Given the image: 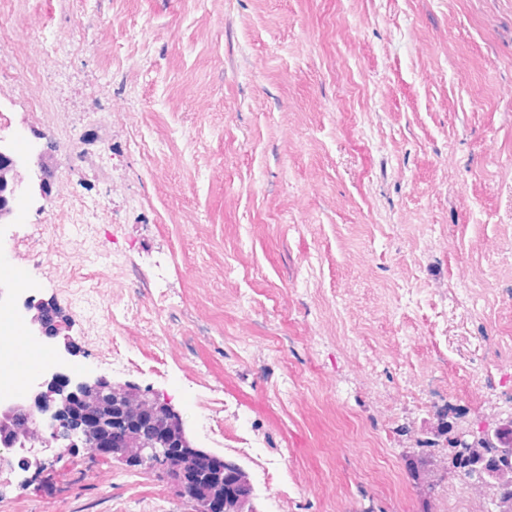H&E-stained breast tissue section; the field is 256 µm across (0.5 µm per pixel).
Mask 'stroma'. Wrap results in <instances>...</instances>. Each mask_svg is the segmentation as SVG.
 Wrapping results in <instances>:
<instances>
[{"label":"stroma","instance_id":"stroma-1","mask_svg":"<svg viewBox=\"0 0 512 512\" xmlns=\"http://www.w3.org/2000/svg\"><path fill=\"white\" fill-rule=\"evenodd\" d=\"M19 134L49 159L9 228L30 295L258 512H424L436 408L512 411V0H0ZM51 454L0 512H183L158 473ZM437 479L434 512L486 508ZM183 454L188 459L210 464L224 469V464L229 465L224 470V512H256L250 506L252 487L248 477L241 466L223 458L214 456L208 451L194 448L184 433ZM181 449V450H182Z\"/></svg>","mask_w":512,"mask_h":512}]
</instances>
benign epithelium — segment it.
I'll list each match as a JSON object with an SVG mask.
<instances>
[{"instance_id": "7a95c632", "label": "benign epithelium", "mask_w": 512, "mask_h": 512, "mask_svg": "<svg viewBox=\"0 0 512 512\" xmlns=\"http://www.w3.org/2000/svg\"><path fill=\"white\" fill-rule=\"evenodd\" d=\"M49 165L47 156L40 152L27 162H11L0 168V225L10 224L16 218V208L25 197L46 190L43 175ZM42 301L27 297L23 301L26 312L29 335L47 344H56L69 356L73 355L72 343L68 337L66 322L55 318L49 319L40 307ZM63 376L57 372L51 379L38 378L25 396L9 405L0 404V471L13 472L16 469L34 467L42 469L50 464L44 457L19 456L16 448L26 447V443L17 434L13 423L20 418H29L40 429L43 448L49 450L56 446L77 448L85 435L100 437L101 447L91 449L99 455L121 458L126 453L123 433L128 430V422L118 414V408L130 392L135 391L130 385L118 384L107 376H81L68 379L65 389L57 391L53 387L54 379ZM93 391L99 400L90 417L75 419L69 414V397H82L87 391ZM142 448L139 449L141 460L154 463L163 477L176 491L184 490L190 481L187 466H171L172 450L170 442L159 433L146 428L140 431ZM183 454L188 459L222 468L226 461L200 448L191 445L188 438H183ZM498 487L502 489V501L498 512H512V478L505 476Z\"/></svg>"}]
</instances>
